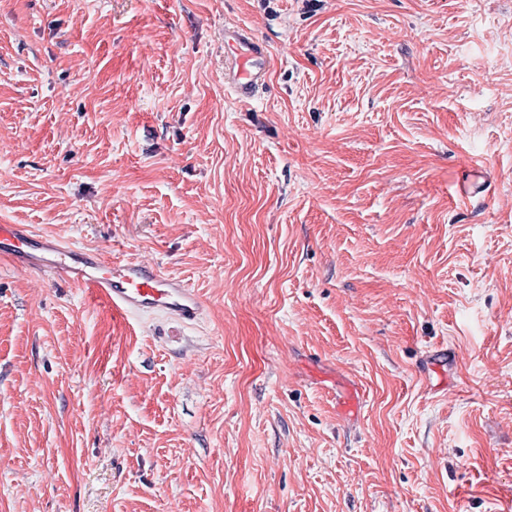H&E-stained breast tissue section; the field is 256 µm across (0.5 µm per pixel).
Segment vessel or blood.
Here are the masks:
<instances>
[{
	"label": "vessel or blood",
	"instance_id": "b4317fda",
	"mask_svg": "<svg viewBox=\"0 0 512 512\" xmlns=\"http://www.w3.org/2000/svg\"><path fill=\"white\" fill-rule=\"evenodd\" d=\"M224 49L225 84L239 99L251 100L271 64L264 46L248 29L238 27L225 31ZM0 258L13 267L41 271L84 289L92 300L103 302L122 318L164 313L192 323L202 314L198 293L157 264L116 260L103 250L62 242L25 224H0Z\"/></svg>",
	"mask_w": 512,
	"mask_h": 512
}]
</instances>
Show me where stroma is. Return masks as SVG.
Listing matches in <instances>:
<instances>
[{
	"label": "stroma",
	"mask_w": 512,
	"mask_h": 512,
	"mask_svg": "<svg viewBox=\"0 0 512 512\" xmlns=\"http://www.w3.org/2000/svg\"><path fill=\"white\" fill-rule=\"evenodd\" d=\"M0 223L204 303L0 260V512H512V0H0ZM224 49L228 63L224 66V82L242 101L251 100L265 81L271 64L264 46L246 28L224 32ZM0 258L13 267L41 271L83 288L92 300L108 305L121 318L164 313L193 323L202 314L198 293L157 264L115 260L103 250L38 234L27 224H0Z\"/></svg>",
	"instance_id": "stroma-1"
}]
</instances>
